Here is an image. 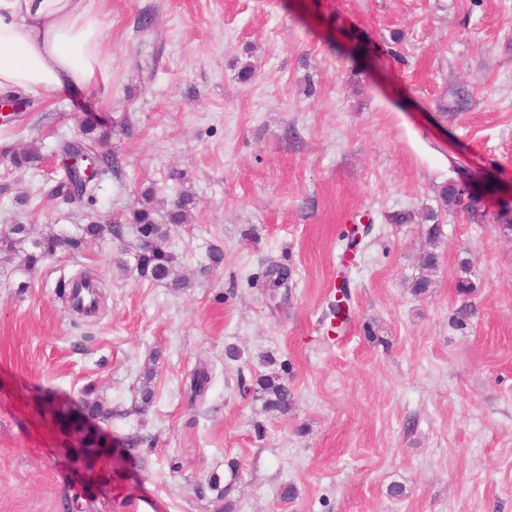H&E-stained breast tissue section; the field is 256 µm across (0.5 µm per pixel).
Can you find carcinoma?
I'll list each match as a JSON object with an SVG mask.
<instances>
[{
  "instance_id": "1",
  "label": "carcinoma",
  "mask_w": 512,
  "mask_h": 512,
  "mask_svg": "<svg viewBox=\"0 0 512 512\" xmlns=\"http://www.w3.org/2000/svg\"><path fill=\"white\" fill-rule=\"evenodd\" d=\"M80 135L78 146H65L63 158L67 159L80 148L85 152L102 146L111 137L112 129L104 121L92 122L82 118L79 125ZM10 164L16 169L37 168L43 162L39 147L30 144L23 149L14 151L9 157ZM101 173L116 172L121 168L120 157L112 151H104L95 157ZM63 173L51 188L50 195L61 197L73 202L85 197H92L97 186L79 179L76 170L67 164H62ZM466 195L465 188L448 184L441 193L443 203L448 206H458ZM190 199L178 196L169 207L162 211L155 195L147 190L141 196L139 206L128 213L115 215L107 224H84L74 232L49 229L38 235L33 234L29 224H12L0 229V274L8 278L19 279L18 288L29 287V276L47 260L57 256L79 253L89 243L106 237L123 243L128 235L136 239L134 260L138 275L146 280L165 283L175 291H182L191 286L189 280L178 276L177 256L168 250L169 226L184 224L188 220ZM437 265L435 253L425 251L420 256V274L410 283V288L416 295H424L432 286V273ZM266 277L276 286L285 284L291 278V271L277 264L268 266ZM210 383V375L205 367L193 372L190 378V402H195ZM253 391L258 400L262 401L263 412L271 416H285L291 410L294 395L287 380L277 371L260 374L256 377ZM43 404L52 407L53 418L61 430L75 435L76 445L66 448V452L78 457L83 455L98 457L109 453L105 443L94 437L92 431H86L67 412L65 407H55L49 398L42 399ZM85 408L92 419L107 421L112 417V409L104 403L94 400L84 401Z\"/></svg>"
}]
</instances>
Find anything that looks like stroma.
I'll list each match as a JSON object with an SVG mask.
<instances>
[{"label": "stroma", "mask_w": 512, "mask_h": 512, "mask_svg": "<svg viewBox=\"0 0 512 512\" xmlns=\"http://www.w3.org/2000/svg\"><path fill=\"white\" fill-rule=\"evenodd\" d=\"M103 22L108 92L66 86L0 126V225L102 224L146 188L186 193L168 246L192 286L140 278L132 247L108 238L46 262L29 288L0 280V512H66L76 493L82 512H512V236L498 230L512 0H111ZM86 112L108 119L122 168L93 198L48 199L54 175L5 151L58 154ZM451 181L482 186L473 211L444 206ZM357 224L373 230L345 270ZM429 248L433 284L416 296ZM272 261L292 271L283 304L262 276ZM83 268L104 294L88 318L60 295ZM344 273L350 317L333 335L323 318ZM202 359L213 377L193 407ZM271 369L294 393L288 415L251 389ZM89 384L112 409L90 488L39 405L81 409ZM10 164L15 169L39 168L43 162V156L37 145L30 144L23 149L13 151L9 157Z\"/></svg>", "instance_id": "stroma-1"}]
</instances>
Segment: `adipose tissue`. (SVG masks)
Wrapping results in <instances>:
<instances>
[{
    "label": "adipose tissue",
    "instance_id": "adipose-tissue-1",
    "mask_svg": "<svg viewBox=\"0 0 512 512\" xmlns=\"http://www.w3.org/2000/svg\"><path fill=\"white\" fill-rule=\"evenodd\" d=\"M102 13L95 0H0V91L106 92L112 56Z\"/></svg>",
    "mask_w": 512,
    "mask_h": 512
}]
</instances>
